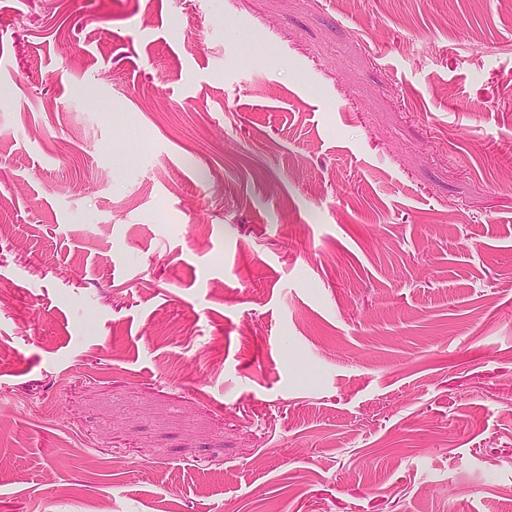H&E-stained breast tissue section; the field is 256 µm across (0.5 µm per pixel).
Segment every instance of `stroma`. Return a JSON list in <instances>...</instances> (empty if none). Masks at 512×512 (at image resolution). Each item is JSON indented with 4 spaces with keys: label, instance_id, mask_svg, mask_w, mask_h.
I'll use <instances>...</instances> for the list:
<instances>
[{
    "label": "stroma",
    "instance_id": "35a3bbf8",
    "mask_svg": "<svg viewBox=\"0 0 512 512\" xmlns=\"http://www.w3.org/2000/svg\"><path fill=\"white\" fill-rule=\"evenodd\" d=\"M0 512H512V0H0Z\"/></svg>",
    "mask_w": 512,
    "mask_h": 512
}]
</instances>
